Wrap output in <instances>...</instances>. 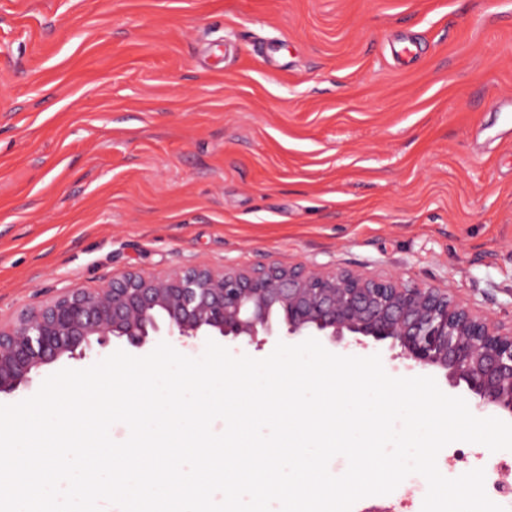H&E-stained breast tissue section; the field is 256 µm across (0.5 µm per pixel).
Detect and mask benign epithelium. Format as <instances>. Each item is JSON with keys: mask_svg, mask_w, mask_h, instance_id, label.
<instances>
[{"mask_svg": "<svg viewBox=\"0 0 512 512\" xmlns=\"http://www.w3.org/2000/svg\"><path fill=\"white\" fill-rule=\"evenodd\" d=\"M263 336L304 341L348 336L386 342L409 370L442 371L480 410L512 419V320L473 309L433 283L368 276L298 262L215 269L205 264L145 275L130 271L89 291L65 288L0 322V395L60 360L142 348L157 336Z\"/></svg>", "mask_w": 512, "mask_h": 512, "instance_id": "benign-epithelium-1", "label": "benign epithelium"}]
</instances>
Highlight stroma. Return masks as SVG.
<instances>
[{
	"mask_svg": "<svg viewBox=\"0 0 512 512\" xmlns=\"http://www.w3.org/2000/svg\"><path fill=\"white\" fill-rule=\"evenodd\" d=\"M304 262L512 317V0H0V318Z\"/></svg>",
	"mask_w": 512,
	"mask_h": 512,
	"instance_id": "obj_1",
	"label": "stroma"
}]
</instances>
